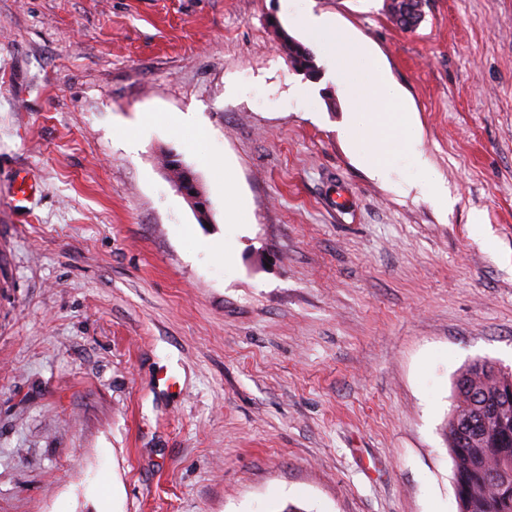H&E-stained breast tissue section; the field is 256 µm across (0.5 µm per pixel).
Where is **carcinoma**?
I'll list each match as a JSON object with an SVG mask.
<instances>
[{
    "mask_svg": "<svg viewBox=\"0 0 512 512\" xmlns=\"http://www.w3.org/2000/svg\"><path fill=\"white\" fill-rule=\"evenodd\" d=\"M272 28L289 62L317 73L310 48L276 21ZM163 167L180 181L190 168L170 152ZM512 413V370L492 361L466 368L456 382V405L448 418V448L454 463L458 512H512V424H498L491 411Z\"/></svg>",
    "mask_w": 512,
    "mask_h": 512,
    "instance_id": "carcinoma-1",
    "label": "carcinoma"
}]
</instances>
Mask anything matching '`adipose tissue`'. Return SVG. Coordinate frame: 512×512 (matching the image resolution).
<instances>
[{
    "label": "adipose tissue",
    "instance_id": "1",
    "mask_svg": "<svg viewBox=\"0 0 512 512\" xmlns=\"http://www.w3.org/2000/svg\"><path fill=\"white\" fill-rule=\"evenodd\" d=\"M302 21L333 60L334 76L347 94L351 112L345 138L351 149L382 178L388 176L394 162L407 160L415 182L431 188L437 200H444V191L436 185L410 127L402 93L379 58L326 17L308 13ZM368 127L373 129V137H365Z\"/></svg>",
    "mask_w": 512,
    "mask_h": 512
}]
</instances>
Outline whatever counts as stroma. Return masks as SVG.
<instances>
[{"label":"stroma","mask_w":512,"mask_h":512,"mask_svg":"<svg viewBox=\"0 0 512 512\" xmlns=\"http://www.w3.org/2000/svg\"><path fill=\"white\" fill-rule=\"evenodd\" d=\"M310 7L399 86L447 207L349 148L284 0H0V512H458L456 381L512 368V0ZM272 28L289 62L298 70L315 75L317 67L311 49L293 39L277 21L272 22ZM175 187L191 204L198 220L201 222L207 221L210 205L203 192L199 189L194 176L189 174L186 181Z\"/></svg>","instance_id":"1"}]
</instances>
